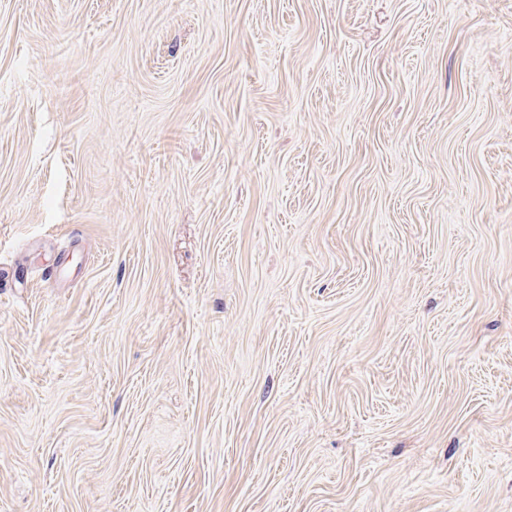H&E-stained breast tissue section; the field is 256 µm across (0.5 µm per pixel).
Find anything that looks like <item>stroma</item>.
Returning <instances> with one entry per match:
<instances>
[{
    "mask_svg": "<svg viewBox=\"0 0 512 512\" xmlns=\"http://www.w3.org/2000/svg\"><path fill=\"white\" fill-rule=\"evenodd\" d=\"M0 512H512V0H0Z\"/></svg>",
    "mask_w": 512,
    "mask_h": 512,
    "instance_id": "obj_1",
    "label": "stroma"
}]
</instances>
